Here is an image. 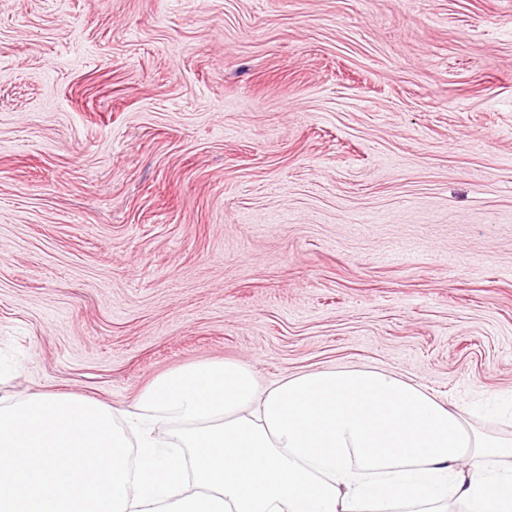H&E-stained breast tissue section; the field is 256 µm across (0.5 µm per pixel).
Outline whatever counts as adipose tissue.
<instances>
[{"instance_id": "1", "label": "adipose tissue", "mask_w": 512, "mask_h": 512, "mask_svg": "<svg viewBox=\"0 0 512 512\" xmlns=\"http://www.w3.org/2000/svg\"><path fill=\"white\" fill-rule=\"evenodd\" d=\"M139 408L183 420L191 457L101 403L0 404V512H512V439H481L424 387L370 369L258 386L238 361L155 379Z\"/></svg>"}]
</instances>
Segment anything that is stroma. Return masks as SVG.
Listing matches in <instances>:
<instances>
[{"label":"stroma","mask_w":512,"mask_h":512,"mask_svg":"<svg viewBox=\"0 0 512 512\" xmlns=\"http://www.w3.org/2000/svg\"><path fill=\"white\" fill-rule=\"evenodd\" d=\"M224 359L512 438V0H0V400Z\"/></svg>","instance_id":"stroma-1"}]
</instances>
